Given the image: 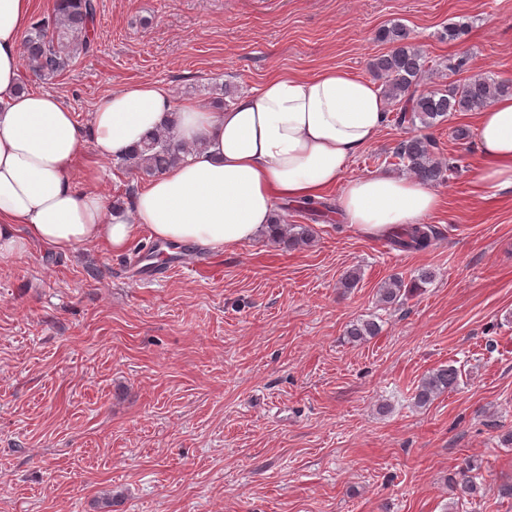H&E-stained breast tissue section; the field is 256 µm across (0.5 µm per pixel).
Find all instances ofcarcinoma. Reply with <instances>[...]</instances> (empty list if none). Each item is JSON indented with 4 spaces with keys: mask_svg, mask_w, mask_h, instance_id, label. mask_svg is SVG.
Returning <instances> with one entry per match:
<instances>
[{
    "mask_svg": "<svg viewBox=\"0 0 512 512\" xmlns=\"http://www.w3.org/2000/svg\"><path fill=\"white\" fill-rule=\"evenodd\" d=\"M97 13L96 0H55L53 12L32 24L23 38L24 59L31 73L39 80L51 81L62 75L80 56L92 47L91 27ZM378 39L390 44L389 51L376 58L372 70L382 80L383 95L400 105L394 121L401 127L419 126L430 129L456 112H478L498 97L512 94V83L477 75L462 84L446 89L422 87L425 56L401 24L383 28ZM436 142L430 136L411 135L403 139L394 152L397 165L427 183H439L458 169L457 160H443L435 153ZM184 153L168 127L147 136L129 153L117 159V165L139 175L154 177L171 167ZM298 208L318 218H325L330 207L309 199ZM437 237L429 224L403 228L392 235V244L405 250H425ZM271 241L292 249L309 243L313 231L305 224H286L277 217L272 222ZM433 273L419 271L409 282L394 278L379 289V302L385 307L399 305L410 294L431 282ZM380 325L373 319H358L347 328L353 342H362L378 335ZM459 370L453 365L441 366L426 375L415 394L419 406L431 404L439 395L458 384ZM477 466L467 462L458 483L461 495L473 497L480 490Z\"/></svg>",
    "mask_w": 512,
    "mask_h": 512,
    "instance_id": "cac0c4a2",
    "label": "carcinoma"
}]
</instances>
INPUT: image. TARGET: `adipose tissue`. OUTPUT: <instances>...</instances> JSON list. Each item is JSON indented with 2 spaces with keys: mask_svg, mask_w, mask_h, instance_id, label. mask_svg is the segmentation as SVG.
Returning <instances> with one entry per match:
<instances>
[{
  "mask_svg": "<svg viewBox=\"0 0 512 512\" xmlns=\"http://www.w3.org/2000/svg\"><path fill=\"white\" fill-rule=\"evenodd\" d=\"M30 12L31 0H0V257L33 241L61 251L100 242L120 252L140 229L169 244L232 250L268 235L277 203L334 188L344 222L372 238L418 223L442 203L410 176L345 179L388 112L372 81L338 67L275 73L221 112L174 102L162 85L143 82L100 99L79 126L58 97L19 88ZM169 125L188 150L135 194L127 213L72 182L84 139L109 160ZM475 134L480 164L469 188L488 200L512 189V95L478 113Z\"/></svg>",
  "mask_w": 512,
  "mask_h": 512,
  "instance_id": "1",
  "label": "adipose tissue"
}]
</instances>
